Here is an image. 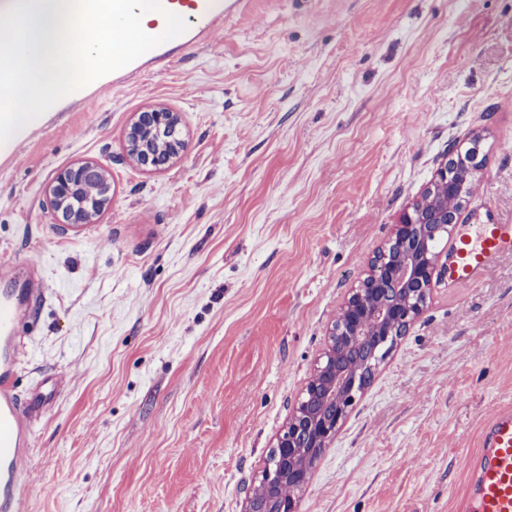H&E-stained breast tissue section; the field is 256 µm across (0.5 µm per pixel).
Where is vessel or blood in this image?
I'll return each mask as SVG.
<instances>
[{
	"label": "vessel or blood",
	"mask_w": 512,
	"mask_h": 512,
	"mask_svg": "<svg viewBox=\"0 0 512 512\" xmlns=\"http://www.w3.org/2000/svg\"><path fill=\"white\" fill-rule=\"evenodd\" d=\"M163 11L183 17L187 30L133 63L106 74L54 104L57 112H87L107 94L135 86L155 68L206 45L249 0H161ZM512 254V223L486 211L475 223L460 224L444 254L449 287L467 288L500 258ZM51 291L42 266L17 257L0 258V512H27L24 473L35 448V427L56 403L68 381L53 371L38 372L27 392L17 380L30 364L24 329L47 303ZM462 512H512V407L485 422L480 448L470 456Z\"/></svg>",
	"instance_id": "vessel-or-blood-1"
}]
</instances>
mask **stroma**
Instances as JSON below:
<instances>
[{"label": "stroma", "mask_w": 512, "mask_h": 512, "mask_svg": "<svg viewBox=\"0 0 512 512\" xmlns=\"http://www.w3.org/2000/svg\"><path fill=\"white\" fill-rule=\"evenodd\" d=\"M186 151L128 154L138 115ZM480 137L460 215L512 221V0H252L209 45L46 116L0 168V255L53 294L33 366L70 380L35 429L28 512H243L349 291L449 150ZM92 162L81 236L48 188ZM512 405V257L439 282L356 395L298 512H460L483 423ZM107 191L108 184L103 180L93 178L83 181L73 194L69 206L63 209V216L66 217L70 210L75 209L92 218L97 217L102 210Z\"/></svg>", "instance_id": "stroma-1"}]
</instances>
